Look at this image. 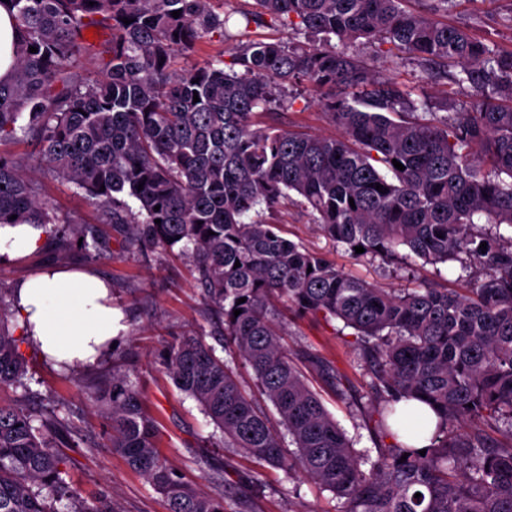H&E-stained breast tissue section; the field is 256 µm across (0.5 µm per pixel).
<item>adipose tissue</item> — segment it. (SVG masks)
I'll use <instances>...</instances> for the list:
<instances>
[{"mask_svg":"<svg viewBox=\"0 0 512 512\" xmlns=\"http://www.w3.org/2000/svg\"><path fill=\"white\" fill-rule=\"evenodd\" d=\"M46 228L31 224L0 226V260H15L38 251ZM17 322L31 343L59 363L93 367L110 352L124 319L112 304L110 289L92 271L49 266L22 280L16 290ZM393 430L400 442L415 448L430 445L436 425L433 411L416 401L397 403Z\"/></svg>","mask_w":512,"mask_h":512,"instance_id":"obj_1","label":"adipose tissue"}]
</instances>
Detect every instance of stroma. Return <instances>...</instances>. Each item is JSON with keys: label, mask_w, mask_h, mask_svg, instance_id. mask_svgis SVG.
I'll return each mask as SVG.
<instances>
[{"label": "stroma", "mask_w": 512, "mask_h": 512, "mask_svg": "<svg viewBox=\"0 0 512 512\" xmlns=\"http://www.w3.org/2000/svg\"><path fill=\"white\" fill-rule=\"evenodd\" d=\"M246 5V0H215V12L228 20L227 39L203 40L195 52L178 55V66L228 58L238 41L249 38L294 40V31L288 29L247 25L240 14ZM511 14L512 0H457L447 20L466 24L481 36L493 34L500 44L512 46V28L502 23ZM294 96L293 105L267 116V124L309 134L339 135V128L314 92L301 89ZM43 185L45 198L60 214L98 229L102 249L90 259L70 234H51L34 254L0 262V299L12 304L15 285L43 267H89L111 283L112 301L122 308L126 319V332L117 339L115 349L92 368L77 365L56 370L26 340H19V351L29 367L28 387L0 391V402L22 401L35 411H53L74 431L77 440L66 450L71 491L84 500L112 502L120 512H169L166 500L114 453L109 423L93 398L118 370L136 383L145 409L157 420L161 454L196 490L211 492V471L222 468L233 482L225 497L230 512H335L338 503L332 493L302 473L288 474L239 449L224 447L198 403L181 393L159 365V353L180 336L198 334L212 346L220 344L221 319L205 299L192 263L160 247L128 244L124 225L104 223L101 208L75 186L50 177L44 178ZM269 220L279 225L287 238L325 253L337 267L378 287L407 288L416 281H435L451 288L458 285L459 270L453 263L433 266L419 261L392 269L355 258L343 246L329 242L295 204L280 206ZM281 320L285 348L314 352L339 369L344 377L342 392L326 388L314 377L309 383L353 440L355 449L375 455L368 422L375 401L363 378L353 329L337 319L326 322L287 311Z\"/></svg>", "instance_id": "1"}]
</instances>
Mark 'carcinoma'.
<instances>
[{
  "mask_svg": "<svg viewBox=\"0 0 512 512\" xmlns=\"http://www.w3.org/2000/svg\"><path fill=\"white\" fill-rule=\"evenodd\" d=\"M406 2L254 0L247 23L287 27L305 41H248L228 63L177 69V54L225 38L212 0H9L17 39L13 77L0 81V143L32 142L49 173L127 226L130 243L177 249L193 263L223 319L224 350L251 368L295 452L285 453L230 361L202 337L183 336L159 362L225 445L300 471L339 500L337 512H512V433L497 441L462 429L467 421L512 429V47L436 18L457 0H431L422 11ZM91 28L104 36L96 49L84 42ZM357 45L376 59L408 56L423 82L468 86L469 108L454 111L446 90L434 102L415 98V87L382 74ZM83 51L98 57L103 78L71 71ZM304 84L341 136L260 125L288 88ZM20 167L0 152V225L66 223L94 258L96 234L60 216ZM285 201L333 243L352 254L363 247L361 258L453 261L463 287L392 290L356 278L259 219ZM279 302L356 331L379 402L376 459L354 450L307 383L308 370L339 389L336 365L281 344ZM5 317L0 311V389L23 387L28 367ZM97 399L113 450L169 512H225V472L211 473L213 496L184 483L158 452L156 422L126 376L112 373ZM401 399L422 400L438 416L423 456L384 443V417ZM60 428L21 404H0V512H57L64 497L68 512H117L73 496Z\"/></svg>",
  "mask_w": 512,
  "mask_h": 512,
  "instance_id": "cac0c4a2",
  "label": "carcinoma"
}]
</instances>
